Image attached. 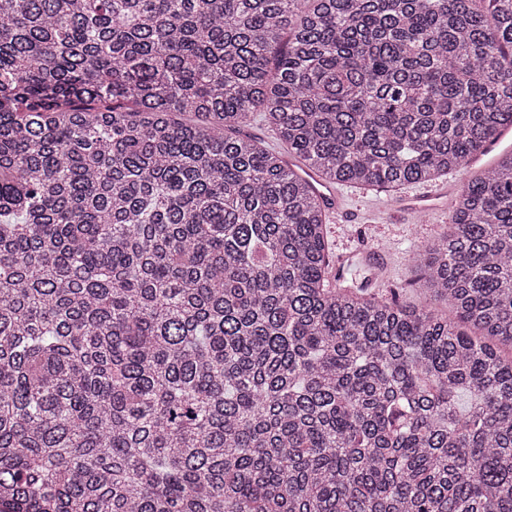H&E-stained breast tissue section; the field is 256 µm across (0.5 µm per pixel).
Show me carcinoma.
<instances>
[{"instance_id":"cac0c4a2","label":"carcinoma","mask_w":512,"mask_h":512,"mask_svg":"<svg viewBox=\"0 0 512 512\" xmlns=\"http://www.w3.org/2000/svg\"><path fill=\"white\" fill-rule=\"evenodd\" d=\"M507 124L512 0H0V501L512 512V150L414 308L336 277L305 176Z\"/></svg>"}]
</instances>
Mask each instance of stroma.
<instances>
[{"mask_svg":"<svg viewBox=\"0 0 512 512\" xmlns=\"http://www.w3.org/2000/svg\"><path fill=\"white\" fill-rule=\"evenodd\" d=\"M463 181V174L451 173L396 189L339 184L341 211L331 214L327 239L332 254L353 257L345 272L346 278L367 283L383 294L396 290L400 302L419 303L409 256L424 239L434 235L441 224L447 223L448 211L444 208L435 211L426 223L420 224L415 217L406 214L389 216L386 207L396 199L423 192L455 196ZM370 250L378 258V267H370L362 259L363 253Z\"/></svg>","mask_w":512,"mask_h":512,"instance_id":"35a3bbf8","label":"stroma"}]
</instances>
